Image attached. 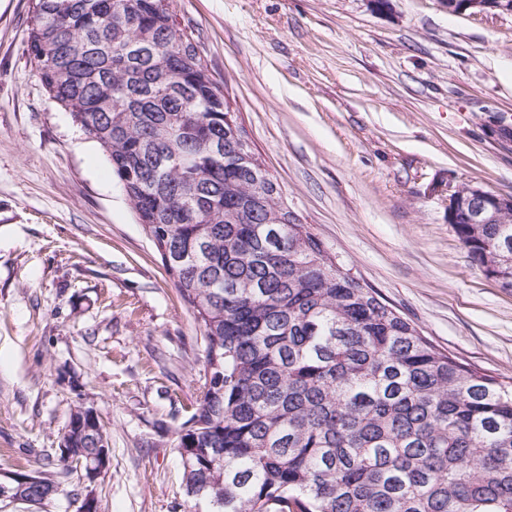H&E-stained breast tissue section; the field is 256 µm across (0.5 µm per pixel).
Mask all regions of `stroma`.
<instances>
[{
	"instance_id": "35a3bbf8",
	"label": "stroma",
	"mask_w": 512,
	"mask_h": 512,
	"mask_svg": "<svg viewBox=\"0 0 512 512\" xmlns=\"http://www.w3.org/2000/svg\"><path fill=\"white\" fill-rule=\"evenodd\" d=\"M31 0H0V472L59 491L76 405L111 448L100 512H213L173 444L202 392V326L98 144L31 62ZM289 208L438 349L512 382V288L472 264L447 185L512 195V14L439 0H174Z\"/></svg>"
}]
</instances>
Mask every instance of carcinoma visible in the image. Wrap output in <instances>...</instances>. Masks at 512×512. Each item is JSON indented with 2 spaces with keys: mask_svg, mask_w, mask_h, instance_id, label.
Listing matches in <instances>:
<instances>
[{
  "mask_svg": "<svg viewBox=\"0 0 512 512\" xmlns=\"http://www.w3.org/2000/svg\"><path fill=\"white\" fill-rule=\"evenodd\" d=\"M173 0H32L50 97L102 148L204 329L177 430L215 512H512V385L436 348L258 187ZM512 288V219L456 224Z\"/></svg>",
  "mask_w": 512,
  "mask_h": 512,
  "instance_id": "carcinoma-1",
  "label": "carcinoma"
}]
</instances>
